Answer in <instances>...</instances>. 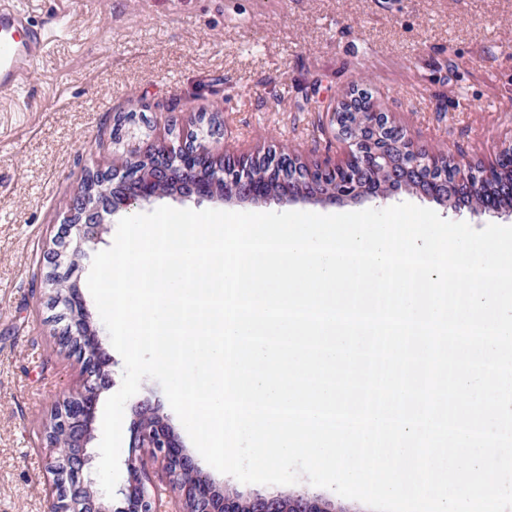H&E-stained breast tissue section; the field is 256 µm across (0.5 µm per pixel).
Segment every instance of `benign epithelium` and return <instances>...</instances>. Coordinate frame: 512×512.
Here are the masks:
<instances>
[{"label":"benign epithelium","mask_w":512,"mask_h":512,"mask_svg":"<svg viewBox=\"0 0 512 512\" xmlns=\"http://www.w3.org/2000/svg\"><path fill=\"white\" fill-rule=\"evenodd\" d=\"M366 92L358 91L339 103L333 111L338 140L344 158L336 162L331 158L307 170V188L295 191L285 188L274 198L278 203H288L301 198H318L337 202L345 200L386 199L394 192L383 190L382 181L373 178L365 183L352 176L356 169L383 173V159L393 151L401 159V170L410 174L419 171L433 172L442 166L443 156L436 152L420 150L406 137L403 130L393 125L386 113L374 108L370 111L373 140L360 145V138L351 137L342 122L345 108L354 100L368 99ZM160 159L157 175L148 178L135 169L101 166L90 172L98 185L97 192H80L72 201L68 223L62 225L55 240V248L44 256L48 273L62 275L66 271V257L72 251H83V246L95 244L105 230L106 216L124 209L129 213L160 196L155 183L184 181L189 189L183 197L198 199L265 201L253 183L244 176L255 161L251 154H239L231 159L232 171L216 164L207 168L197 162L199 151H190L184 145L173 147L160 142L154 149ZM458 185L474 193L493 179L497 165L473 170L459 164ZM333 178L340 187L328 192L324 182ZM65 317L68 335L63 344L80 354L83 383L66 393L52 414V425L62 433L63 442L52 443L56 457L52 465L55 487L63 495L55 496L50 512H160L159 498L154 488L148 486L149 478L142 461L130 458L126 463L125 485L112 500L95 487L90 475L92 456L89 445L94 439L98 400L104 383L109 379L111 356L106 352L99 331L93 324L86 303L79 289L72 288L56 302ZM134 442L148 448L153 458L162 462L173 487L177 488L180 512H326L317 500L294 498L286 493L271 497L256 496L248 501L239 495L229 494L216 487L203 476L193 459L186 453L173 428L155 410L139 407L134 422Z\"/></svg>","instance_id":"obj_1"}]
</instances>
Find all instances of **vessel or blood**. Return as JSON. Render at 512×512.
<instances>
[{
  "mask_svg": "<svg viewBox=\"0 0 512 512\" xmlns=\"http://www.w3.org/2000/svg\"><path fill=\"white\" fill-rule=\"evenodd\" d=\"M45 33L31 25L26 14L0 0V95L20 85L33 60L42 52Z\"/></svg>",
  "mask_w": 512,
  "mask_h": 512,
  "instance_id": "vessel-or-blood-1",
  "label": "vessel or blood"
}]
</instances>
